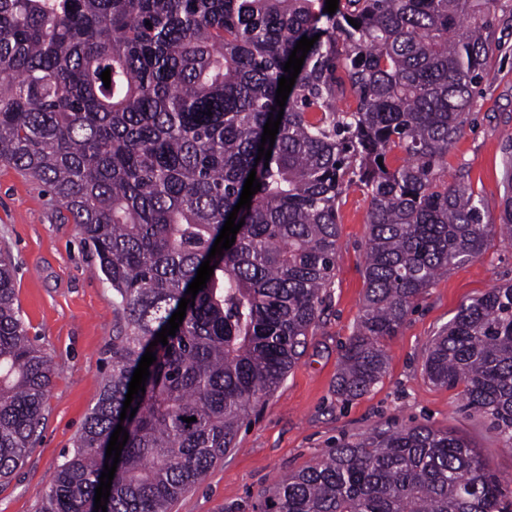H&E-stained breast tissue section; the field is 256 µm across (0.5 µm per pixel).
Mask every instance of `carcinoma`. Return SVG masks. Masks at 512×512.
<instances>
[{"instance_id": "obj_1", "label": "carcinoma", "mask_w": 512, "mask_h": 512, "mask_svg": "<svg viewBox=\"0 0 512 512\" xmlns=\"http://www.w3.org/2000/svg\"><path fill=\"white\" fill-rule=\"evenodd\" d=\"M500 0H0V162L45 184L112 288V369L38 512H94L117 425L129 439L107 512H170L236 447L284 381L329 298L346 193L368 201L365 295L336 396L366 394L384 341L490 238L512 242V165L485 220L448 152L489 77ZM359 23L354 28L348 19ZM308 51L268 161L258 144L296 42ZM111 70L110 88L101 73ZM404 154L400 165L395 153ZM382 162H377V159ZM245 224L152 348L135 416L129 382L208 257L251 170ZM435 385L512 449V284L462 305L424 363ZM0 251V478L33 447L52 386ZM194 417L187 423L183 418ZM257 512H512V484L429 423L342 437L264 491Z\"/></svg>"}]
</instances>
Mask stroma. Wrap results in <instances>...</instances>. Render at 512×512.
Masks as SVG:
<instances>
[{"label": "stroma", "mask_w": 512, "mask_h": 512, "mask_svg": "<svg viewBox=\"0 0 512 512\" xmlns=\"http://www.w3.org/2000/svg\"><path fill=\"white\" fill-rule=\"evenodd\" d=\"M500 48L475 90L462 134L448 153L485 217L498 223L512 133V13L495 14ZM47 186L0 162V248L16 267L15 287L28 333L51 357L54 378L39 437L23 465L0 480V512H35L112 365V290L94 272L76 225L59 223ZM336 276L330 298L299 362L241 428L237 446L179 497L171 512H253L259 494L325 454L336 438L358 437L391 422L431 423L452 431L512 480V451L463 409L461 388L433 385L423 365L433 336L462 304L512 282V245L491 238L484 254L451 269L418 301L398 336L385 343L387 367L352 401L336 396L343 346L361 315L368 202L349 192L339 212Z\"/></svg>", "instance_id": "1"}]
</instances>
